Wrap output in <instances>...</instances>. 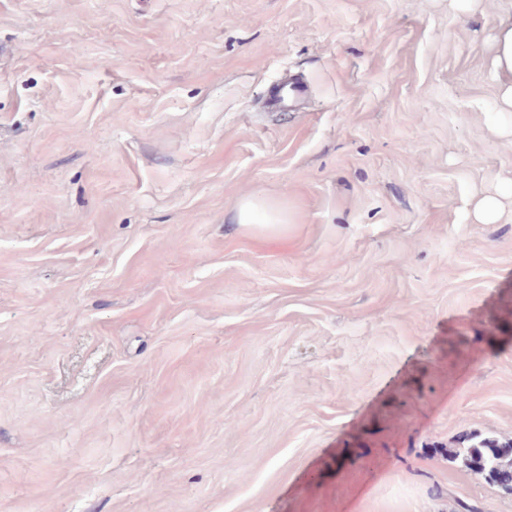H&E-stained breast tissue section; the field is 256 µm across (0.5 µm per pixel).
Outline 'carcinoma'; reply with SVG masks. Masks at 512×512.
<instances>
[{
    "label": "carcinoma",
    "instance_id": "obj_1",
    "mask_svg": "<svg viewBox=\"0 0 512 512\" xmlns=\"http://www.w3.org/2000/svg\"><path fill=\"white\" fill-rule=\"evenodd\" d=\"M448 459L512 494V438L472 435L448 449Z\"/></svg>",
    "mask_w": 512,
    "mask_h": 512
}]
</instances>
